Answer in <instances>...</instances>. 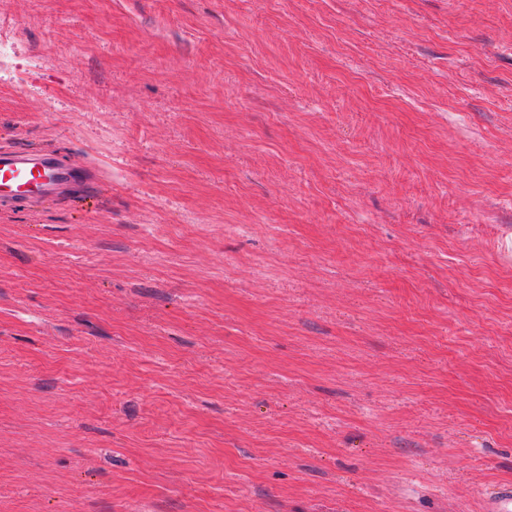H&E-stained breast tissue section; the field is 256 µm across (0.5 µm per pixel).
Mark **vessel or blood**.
I'll return each instance as SVG.
<instances>
[{
  "label": "vessel or blood",
  "instance_id": "1",
  "mask_svg": "<svg viewBox=\"0 0 512 512\" xmlns=\"http://www.w3.org/2000/svg\"><path fill=\"white\" fill-rule=\"evenodd\" d=\"M78 173L49 155L0 149V206H13L57 193Z\"/></svg>",
  "mask_w": 512,
  "mask_h": 512
}]
</instances>
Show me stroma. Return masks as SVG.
I'll use <instances>...</instances> for the list:
<instances>
[{
    "mask_svg": "<svg viewBox=\"0 0 512 512\" xmlns=\"http://www.w3.org/2000/svg\"><path fill=\"white\" fill-rule=\"evenodd\" d=\"M0 512H489L512 486V0H0ZM79 173L51 155L37 158L0 149V206L26 203L60 191Z\"/></svg>",
    "mask_w": 512,
    "mask_h": 512,
    "instance_id": "obj_1",
    "label": "stroma"
}]
</instances>
